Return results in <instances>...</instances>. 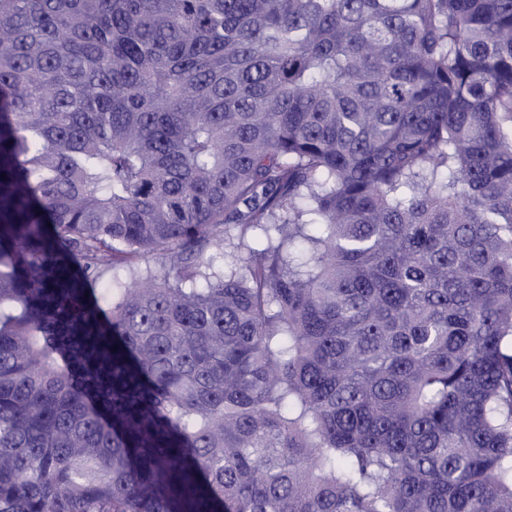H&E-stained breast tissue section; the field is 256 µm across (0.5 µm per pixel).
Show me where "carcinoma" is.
<instances>
[{"label":"carcinoma","mask_w":512,"mask_h":512,"mask_svg":"<svg viewBox=\"0 0 512 512\" xmlns=\"http://www.w3.org/2000/svg\"><path fill=\"white\" fill-rule=\"evenodd\" d=\"M1 173L0 512H512V0H0Z\"/></svg>","instance_id":"cac0c4a2"}]
</instances>
